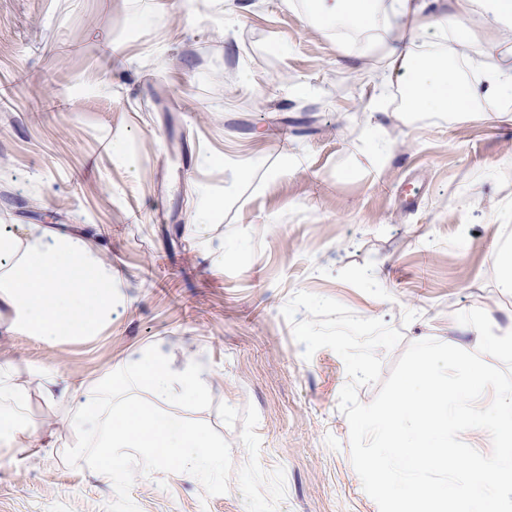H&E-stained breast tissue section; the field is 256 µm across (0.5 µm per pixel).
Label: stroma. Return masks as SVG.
<instances>
[{
  "instance_id": "1",
  "label": "stroma",
  "mask_w": 512,
  "mask_h": 512,
  "mask_svg": "<svg viewBox=\"0 0 512 512\" xmlns=\"http://www.w3.org/2000/svg\"><path fill=\"white\" fill-rule=\"evenodd\" d=\"M304 0H0V228L79 231L122 301L98 336L52 347L0 334L28 393L20 427L59 448L0 445V512H378L338 408L328 348L304 360L281 310L300 290L472 351L473 319L512 333V127L369 113L371 33L308 27ZM247 72L249 82L236 79ZM424 188L415 212L398 189ZM203 360L210 401L176 413L224 444L178 474L118 455L75 463L70 414L40 369L94 384L134 351Z\"/></svg>"
}]
</instances>
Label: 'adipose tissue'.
<instances>
[{"label":"adipose tissue","instance_id":"adipose-tissue-1","mask_svg":"<svg viewBox=\"0 0 512 512\" xmlns=\"http://www.w3.org/2000/svg\"><path fill=\"white\" fill-rule=\"evenodd\" d=\"M307 23L323 30L354 29L393 33L408 30L413 41L427 44L419 52L392 49L374 76L371 111L390 85L406 86L411 112H445L477 120L481 103L498 104L502 123L512 125V0H307ZM481 20L489 36L476 43L473 67L480 76L461 80L436 45L448 38V22ZM118 300L112 266L90 240L38 230L21 237L0 235V330L34 336L48 344L88 340L112 323ZM124 369L131 386H89L51 371L45 374L46 400L65 404L74 421L94 420L90 439L72 442L70 452L100 474L112 471L117 451L139 458L145 467L181 470L187 459L209 463L224 457L216 442L193 422L172 413L183 398L205 404L209 397L208 368L189 361L173 367L158 347L130 354ZM155 399L144 406L138 391Z\"/></svg>","mask_w":512,"mask_h":512}]
</instances>
